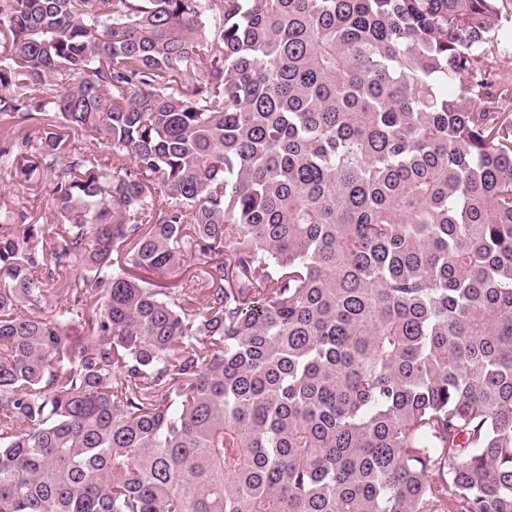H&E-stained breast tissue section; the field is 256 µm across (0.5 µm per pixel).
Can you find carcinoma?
<instances>
[{
	"instance_id": "cac0c4a2",
	"label": "carcinoma",
	"mask_w": 512,
	"mask_h": 512,
	"mask_svg": "<svg viewBox=\"0 0 512 512\" xmlns=\"http://www.w3.org/2000/svg\"><path fill=\"white\" fill-rule=\"evenodd\" d=\"M504 2L0 0V512H512ZM50 188L45 176H36L29 182L21 185L13 183L6 170L0 173V194L12 201L19 209H25L27 213L40 224H46L52 213V200Z\"/></svg>"
}]
</instances>
